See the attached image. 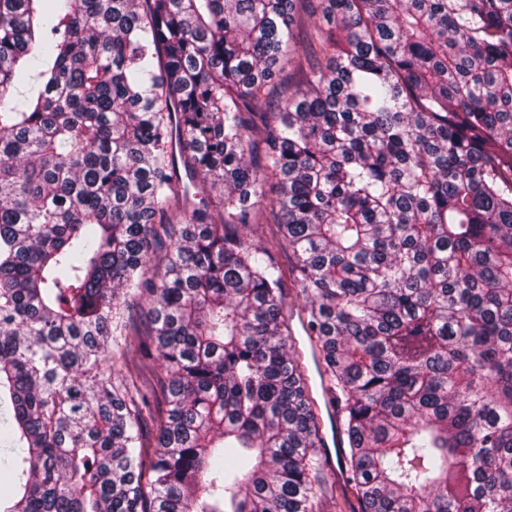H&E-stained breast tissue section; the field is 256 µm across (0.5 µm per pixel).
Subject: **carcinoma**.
Instances as JSON below:
<instances>
[{
  "mask_svg": "<svg viewBox=\"0 0 512 512\" xmlns=\"http://www.w3.org/2000/svg\"><path fill=\"white\" fill-rule=\"evenodd\" d=\"M288 278L335 512H512V0H0V512H315ZM304 305L305 299L300 289L296 288L288 279L284 291V310L287 315L288 331L291 334L287 342L288 347L291 346L289 352L298 361L309 389V395L314 400V412L319 433L326 442V448L323 450L331 451V455L327 453L329 466L324 470L322 476L328 486L333 484L338 489L343 485L345 479V474L338 464L340 450L337 447L341 446L342 438L336 436L332 428L330 417L332 413L328 410L322 394L318 363L314 358L308 337L305 336L301 326V319L304 318ZM149 303L146 299H127L124 307V317L127 322V333L130 338L144 336L151 328L148 314Z\"/></svg>",
  "mask_w": 512,
  "mask_h": 512,
  "instance_id": "cac0c4a2",
  "label": "carcinoma"
}]
</instances>
